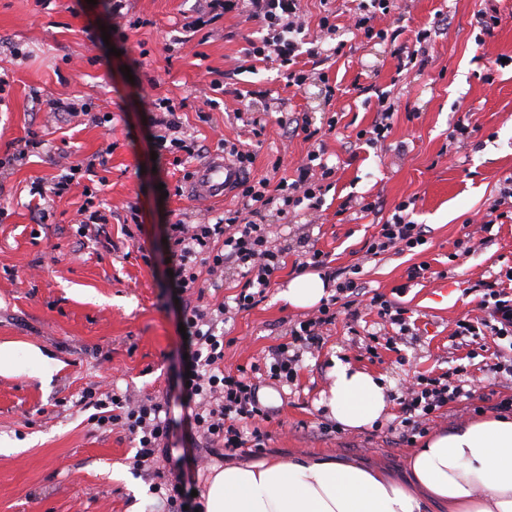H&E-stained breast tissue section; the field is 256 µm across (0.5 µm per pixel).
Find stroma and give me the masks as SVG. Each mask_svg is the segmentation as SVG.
Wrapping results in <instances>:
<instances>
[{"mask_svg":"<svg viewBox=\"0 0 512 512\" xmlns=\"http://www.w3.org/2000/svg\"><path fill=\"white\" fill-rule=\"evenodd\" d=\"M359 2L302 0L319 53L300 56L299 69L314 79L296 89L273 61L239 69L250 42L267 32L240 5L201 25L205 0H127L120 16L106 0H0V344L20 352L35 345L47 357L0 373V512H155L152 487L170 484L169 460L180 456L188 487L201 494L213 467L274 457H337L402 478L412 444L387 427L406 383L457 368L479 377L491 349L512 353L505 339L461 347L453 336L458 320L480 313L474 284L512 267V220L493 225L490 245L464 256L455 247L463 222L485 220L512 176V0H411L405 13L375 16L381 39L353 27ZM328 8L335 29L324 33L319 22ZM441 15L447 27L427 44L422 64L403 66L398 48L414 47L417 32ZM484 15L497 24L483 26ZM105 26L110 34H102ZM125 65L131 77L123 76ZM321 72L327 82L317 81ZM384 93L396 107L391 129L376 143L360 139ZM159 95L180 104L197 156L161 142L164 127L149 121ZM53 100L74 105L77 115L52 110ZM245 108L261 119L262 133L235 119ZM284 113L308 122L316 138L281 126ZM224 140L253 154L254 180L275 173L295 180L298 162L317 146L335 169L321 205L290 221L264 211L282 266L264 298L224 325L221 369L260 367L252 379L269 417L260 424L259 452L191 447L177 399L183 303L232 302L245 282L237 269L217 278L202 265L196 289L177 296L167 287L170 212L205 224L239 205L232 194L219 203L187 194L186 174ZM63 176L69 192L50 195ZM404 201L427 244L364 261V241ZM368 202L374 210L361 211ZM86 205L107 215L106 237L81 231ZM309 248L334 268L362 264L367 300L358 317L338 312L319 349L303 353L295 381L278 387L262 369L270 350L317 313L281 297ZM423 262L431 277L409 279V268ZM377 294L407 311L411 333L397 344L368 303ZM337 359L384 377L387 416L361 429H328ZM86 389L150 397L167 408L168 449L147 471L133 470L136 443L126 431L98 425L94 407L80 400ZM507 396L512 381L505 380L495 399ZM495 399L474 409L448 404L427 428L447 432L491 416Z\"/></svg>","mask_w":512,"mask_h":512,"instance_id":"stroma-1","label":"stroma"}]
</instances>
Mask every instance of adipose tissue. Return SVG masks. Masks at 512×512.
<instances>
[{
    "mask_svg": "<svg viewBox=\"0 0 512 512\" xmlns=\"http://www.w3.org/2000/svg\"><path fill=\"white\" fill-rule=\"evenodd\" d=\"M329 411L358 429L389 407L383 379L336 362ZM400 480L334 459L230 465L216 471L205 512H512V417L500 415L430 436Z\"/></svg>",
    "mask_w": 512,
    "mask_h": 512,
    "instance_id": "obj_1",
    "label": "adipose tissue"
}]
</instances>
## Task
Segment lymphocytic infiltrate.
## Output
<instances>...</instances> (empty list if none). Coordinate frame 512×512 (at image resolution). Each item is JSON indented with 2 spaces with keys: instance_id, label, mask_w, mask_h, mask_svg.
Returning a JSON list of instances; mask_svg holds the SVG:
<instances>
[{
  "instance_id": "lymphocytic-infiltrate-1",
  "label": "lymphocytic infiltrate",
  "mask_w": 512,
  "mask_h": 512,
  "mask_svg": "<svg viewBox=\"0 0 512 512\" xmlns=\"http://www.w3.org/2000/svg\"><path fill=\"white\" fill-rule=\"evenodd\" d=\"M245 6L268 27L261 42L246 49V57L278 62L286 71L289 85L297 88L306 85L308 74L296 67L301 48L299 36L303 31L300 0H246ZM224 151L241 172L234 185L241 206L225 211L223 218L213 224H188L180 218L171 224L177 262L172 268L169 285L182 293L194 288L198 281L196 268L200 265L207 266L213 275L232 266L243 270L247 276L246 289L239 293L234 304L222 303L214 308L187 305L181 316L187 333L186 365L190 369L189 376L179 380V398L186 419L206 445L241 448L247 440H261L259 424L267 413L260 405L258 389L251 380L245 375L221 370L222 325L231 310L245 311L256 305V291L266 290L273 273L281 267V252L270 246L272 227L258 221L261 212L272 206L284 216L295 212L304 201L316 198L333 169L319 164L320 154L314 151L308 154L306 163L298 166L296 180L290 182L283 178L273 187L265 178L256 182L250 180L247 174L253 162L250 152L233 143L225 144ZM425 242L423 226L409 220L407 215L397 214L391 222L381 225L377 235L367 240L363 248L365 256L372 258L391 250L400 254ZM305 264L328 269L336 294L319 308L317 317L301 322L299 329L292 331L290 343L271 349L270 374L286 383L295 378L299 351L317 348L322 327L335 321L334 305L339 303L344 309H352L358 304L362 290L359 266L329 269L326 255L318 250L307 251ZM481 288L483 316L459 320L455 337L512 339V291L501 288L495 280L482 282ZM479 387L475 383L452 380L446 373L438 378L418 377L416 387L408 390L399 401L401 440L411 442L414 435L424 433L436 411L451 402L473 399ZM81 400L102 409L98 424L120 426L137 438L135 469H143L169 440L171 420L165 416L161 403L150 399L135 401L117 392L102 399L87 392Z\"/></svg>"
}]
</instances>
